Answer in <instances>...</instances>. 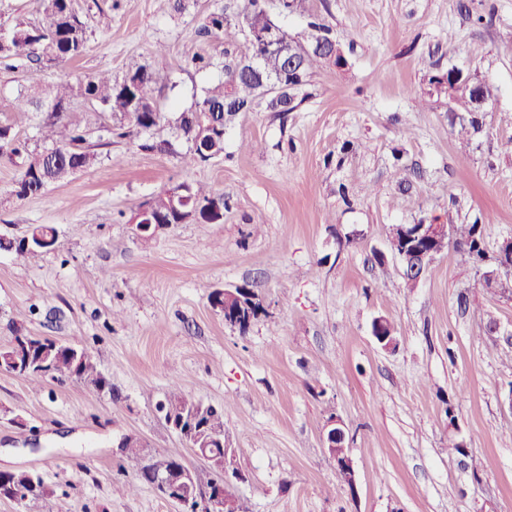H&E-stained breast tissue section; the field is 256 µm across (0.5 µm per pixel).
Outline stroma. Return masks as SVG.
<instances>
[{
  "mask_svg": "<svg viewBox=\"0 0 512 512\" xmlns=\"http://www.w3.org/2000/svg\"><path fill=\"white\" fill-rule=\"evenodd\" d=\"M460 2L309 0L347 66L318 71L297 111L240 113L209 163L185 166L187 145L169 127L132 134L80 101L70 112L95 165L19 199L24 159L0 156V235L57 231L38 260L0 251V348L20 334L88 347L111 386L0 370V471H35L49 489L26 504L0 500V512H175L151 485L124 492L138 463L119 448L136 437L210 482L158 410L174 386L223 409L245 512H512V295L483 288L453 248L407 287L387 242L391 225L421 221L479 223L491 251L512 236V0ZM224 4L193 0L179 14L169 0H74L89 24L84 55L0 69V125L13 120L19 86L46 95L133 62L159 74L163 111L190 106L224 74L223 40L197 33ZM264 6L289 33L306 29L310 15ZM101 7L110 28L94 23ZM199 55L210 67L195 68ZM453 65L498 88L469 145L445 104H419L429 76ZM145 139L174 150H141ZM182 182L223 194V223L139 236L134 213ZM247 283L264 312L243 334L210 296ZM378 318L393 328L391 348L373 337ZM333 419L352 490L323 448Z\"/></svg>",
  "mask_w": 512,
  "mask_h": 512,
  "instance_id": "stroma-1",
  "label": "stroma"
}]
</instances>
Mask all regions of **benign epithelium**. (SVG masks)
<instances>
[{
	"label": "benign epithelium",
	"mask_w": 512,
	"mask_h": 512,
	"mask_svg": "<svg viewBox=\"0 0 512 512\" xmlns=\"http://www.w3.org/2000/svg\"><path fill=\"white\" fill-rule=\"evenodd\" d=\"M240 25L247 39L256 36L270 50L288 54V45L281 40V32L272 27L260 34H255L249 27V18L240 16ZM138 232L146 237L155 235L166 228L153 218L151 206L141 208L136 217ZM395 234L401 242V249L395 257L401 264L402 276L412 286L419 283L431 261L441 253L440 246L448 237L446 224H395ZM474 261L485 266L481 272V280L485 287L500 290V284L512 279V237L500 242L493 253H488L482 240H476L474 250L470 252ZM214 306L226 313L224 322L237 328L250 327L263 312L262 304L253 289L237 287L224 290V303ZM373 336L385 348L394 344L392 330L387 320L378 318L373 323ZM326 450L336 477L340 484L349 489L355 488V470L351 455L344 453L345 432L341 424L333 419L330 421L325 438ZM194 454L209 465L217 467L215 481L201 490L193 472L185 465L151 477L152 485L165 500L186 508L191 505L205 507L210 512H242L241 502L233 491V480L242 479L237 469H229L225 455L215 448H193Z\"/></svg>",
	"instance_id": "1"
}]
</instances>
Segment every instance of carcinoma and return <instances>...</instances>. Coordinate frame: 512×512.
<instances>
[{
  "label": "carcinoma",
  "instance_id": "1",
  "mask_svg": "<svg viewBox=\"0 0 512 512\" xmlns=\"http://www.w3.org/2000/svg\"><path fill=\"white\" fill-rule=\"evenodd\" d=\"M37 11L42 16L38 23L0 16V64L7 68L25 65L52 66L67 60L80 58L87 46L88 26L76 11L73 0H35ZM239 10L226 6L210 12L199 29L203 36L224 39L227 63L224 78L203 89L199 98L187 108L177 112L175 118L168 117L157 103L156 74L143 64L134 65L120 78L109 72H98L82 79L61 81L53 87L50 99L44 100L34 85L23 86L17 91L14 115L22 123L31 112L45 114L40 125L41 137L46 143L42 150L27 154L22 174L16 182L14 195L19 199L37 196L51 183L62 182L75 173L91 167L96 160L94 153L85 146L86 134L79 122L70 116V105L76 100L87 102L100 111L121 115L129 125L147 132L166 123L174 124L177 137L187 144L181 155L188 166L208 163L224 155V127L232 122L239 112H246L261 101L257 78L245 73L244 61L251 55H263L264 70L277 77L288 87V102L283 104L274 97H266V110L277 114L296 111L312 97L311 77L316 69L337 65V61L326 55L309 53L306 44L311 39L335 42L332 28L322 19L308 24V31L296 36L281 30L282 39L294 51L304 68L299 75L287 73L285 60L248 42H239L243 34L237 17L245 12L254 26L268 27L272 23L263 7V0H240ZM471 74L448 70L433 75L429 84L439 98H444L448 107V120L460 139L469 141L479 132L481 123L477 119H463L461 115L473 110L471 97L460 91L461 84ZM24 150L17 133L10 125H0V155H19ZM192 203L201 206L196 222L202 224L224 223V194L215 193L202 186H187ZM153 217L164 224L178 223L182 215L171 206L162 194L152 198ZM452 235L455 249L462 252L480 237L478 224H453ZM40 234L48 239L46 247L34 243L30 247L0 241V250L13 252L24 260L35 259L54 247L57 242L56 229L49 224H37L28 229V235ZM27 368L24 376L33 380L66 376L100 392H112L107 379L98 370L92 352L85 347H74L47 337H32L29 351L21 360ZM164 405L170 412L183 417L197 428L208 433L224 432V413L202 401L190 397L174 388L166 396ZM12 482L20 498L36 501L48 494L42 479L31 482L26 471L0 472V480Z\"/></svg>",
  "mask_w": 512,
  "mask_h": 512
}]
</instances>
